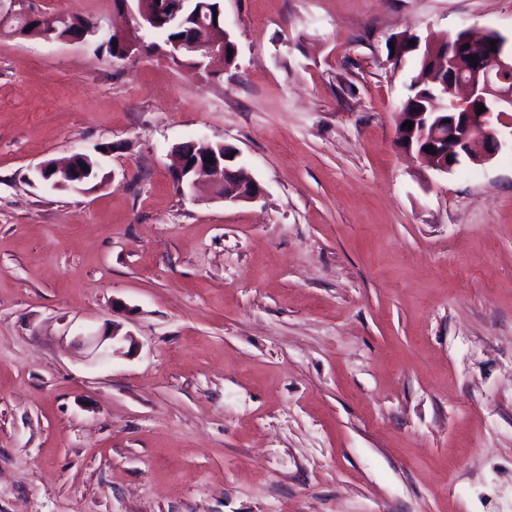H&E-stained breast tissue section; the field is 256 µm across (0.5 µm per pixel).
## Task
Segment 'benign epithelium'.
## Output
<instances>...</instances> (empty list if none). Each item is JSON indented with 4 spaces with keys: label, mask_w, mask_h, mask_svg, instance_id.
<instances>
[{
    "label": "benign epithelium",
    "mask_w": 512,
    "mask_h": 512,
    "mask_svg": "<svg viewBox=\"0 0 512 512\" xmlns=\"http://www.w3.org/2000/svg\"><path fill=\"white\" fill-rule=\"evenodd\" d=\"M135 3L131 10L137 23L128 30L118 33L124 39L128 50L122 59L132 56V50L141 46L136 37L138 30L151 25L170 21L173 9L171 0H156L155 10L147 14L141 9V0H122L120 7L130 10L129 2ZM21 0H0V30L15 19L34 24V30L45 28H66L71 24L72 16L54 15L48 17L43 12L35 11L28 6L17 9ZM105 42L109 34L103 31L97 19L83 17L82 28L78 35L66 37L68 42H87V36ZM224 37H212L206 42L177 40L171 43L166 54L178 60L185 58L198 67H206V72L224 69ZM495 45H490V42ZM475 56L472 62L469 57ZM441 77L438 81L452 94L448 109L450 112L445 120L436 123L426 118L424 112H402L398 123L410 121L414 123L412 132L418 134L420 142L432 147V151H413V147L397 143L403 151L427 164L439 173L453 171L462 162L481 166L491 161L499 152L509 146L497 125L501 123L505 112L512 111V45L507 38L497 32L476 37L469 30H461L448 34V46L444 57L439 62ZM485 111L477 113L479 107ZM225 145H219V151L196 154V158L187 160L183 155L182 145L174 147L177 163L171 171L174 181L187 188H194V179H185L186 163H191L197 175H207L216 181V195L228 203L248 202L260 198L263 189L252 177L242 178L239 172L231 169L235 156L226 154ZM214 162H209V159ZM36 176L56 189L82 191L91 178L92 171H85L82 166L68 159L61 164H54V171L47 170L46 164L35 169ZM78 346L93 348L98 360L103 361L111 355L126 351L133 353L138 348L133 336L122 332V326L112 324L100 333H87L75 336Z\"/></svg>",
    "instance_id": "obj_1"
}]
</instances>
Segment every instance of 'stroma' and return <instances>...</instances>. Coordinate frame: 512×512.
<instances>
[{
  "mask_svg": "<svg viewBox=\"0 0 512 512\" xmlns=\"http://www.w3.org/2000/svg\"><path fill=\"white\" fill-rule=\"evenodd\" d=\"M36 9L128 28L114 0ZM237 65L0 35V512H512V151L402 153L406 35L512 0H223ZM263 189L181 191L177 144ZM99 155L94 188L35 169ZM139 348L98 363L81 331Z\"/></svg>",
  "mask_w": 512,
  "mask_h": 512,
  "instance_id": "stroma-1",
  "label": "stroma"
}]
</instances>
